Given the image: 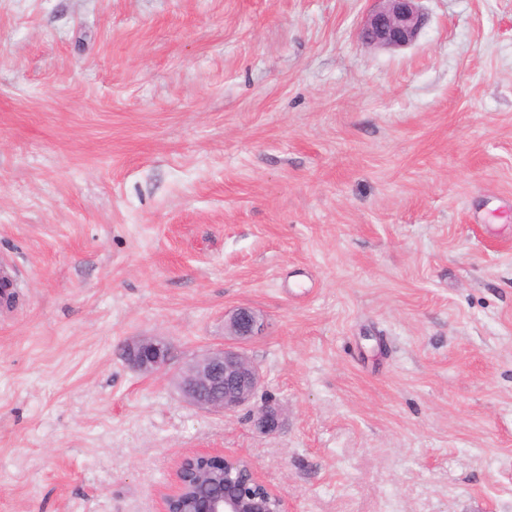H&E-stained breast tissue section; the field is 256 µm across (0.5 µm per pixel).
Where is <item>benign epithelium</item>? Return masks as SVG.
<instances>
[{"label":"benign epithelium","mask_w":512,"mask_h":512,"mask_svg":"<svg viewBox=\"0 0 512 512\" xmlns=\"http://www.w3.org/2000/svg\"><path fill=\"white\" fill-rule=\"evenodd\" d=\"M357 31L359 41L371 48L399 49L416 41L425 16L420 0H374ZM264 330L263 318L249 307H238L224 315L226 343L198 355L182 369L176 387L190 405L231 413L251 404L263 377L244 346ZM171 359L169 344L159 336H141L126 348V360L137 372L153 375L165 370ZM282 423L278 407L267 403L253 414V426L261 434L276 432ZM217 458L224 462V489L207 496L198 489L214 484L213 475L201 470L186 504L191 512H288L285 499L264 485L254 464L242 456L192 452L176 469L175 490L164 498L163 512H174L172 503L185 492L182 470L189 461Z\"/></svg>","instance_id":"obj_1"}]
</instances>
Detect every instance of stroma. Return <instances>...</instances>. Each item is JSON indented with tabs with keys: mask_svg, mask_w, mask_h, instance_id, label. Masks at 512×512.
<instances>
[{
	"mask_svg": "<svg viewBox=\"0 0 512 512\" xmlns=\"http://www.w3.org/2000/svg\"><path fill=\"white\" fill-rule=\"evenodd\" d=\"M370 6L0 0V512H162L195 450L289 512H512V0L400 49ZM239 306L272 435L173 383ZM170 359L169 344L159 336H140L126 348V360L141 374L153 375L162 372Z\"/></svg>",
	"mask_w": 512,
	"mask_h": 512,
	"instance_id": "stroma-1",
	"label": "stroma"
}]
</instances>
